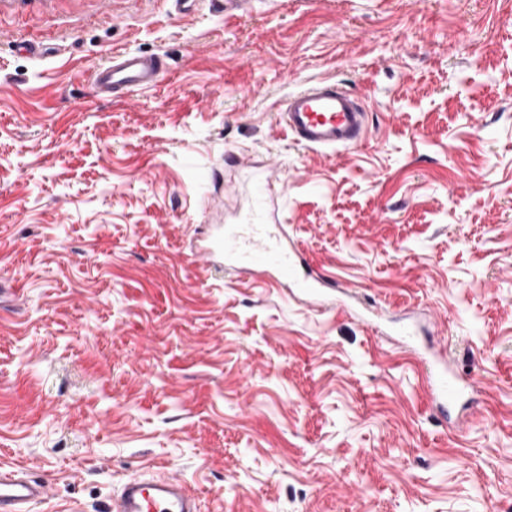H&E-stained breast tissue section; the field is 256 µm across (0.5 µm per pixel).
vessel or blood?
I'll return each mask as SVG.
<instances>
[{
  "instance_id": "vessel-or-blood-1",
  "label": "vessel or blood",
  "mask_w": 512,
  "mask_h": 512,
  "mask_svg": "<svg viewBox=\"0 0 512 512\" xmlns=\"http://www.w3.org/2000/svg\"><path fill=\"white\" fill-rule=\"evenodd\" d=\"M164 73L165 65L157 56L119 51L94 70L92 84L97 93L118 100L130 91L156 87ZM279 117L288 135L318 152L357 146L368 130L366 104L340 84L323 79L289 92L281 102ZM267 217V206H260L246 223L218 241L225 267L257 278L272 275L278 287L296 292L315 305H325V294L336 287V280L305 273L301 251L273 240L267 231ZM416 358L428 374L435 409L447 414L449 407L472 389V379L451 368L446 351H420ZM47 494L43 480L0 469V512H32ZM108 512H198V507L178 477L133 476L113 497Z\"/></svg>"
}]
</instances>
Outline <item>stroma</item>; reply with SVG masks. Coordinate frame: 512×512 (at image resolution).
<instances>
[{
	"instance_id": "1",
	"label": "stroma",
	"mask_w": 512,
	"mask_h": 512,
	"mask_svg": "<svg viewBox=\"0 0 512 512\" xmlns=\"http://www.w3.org/2000/svg\"><path fill=\"white\" fill-rule=\"evenodd\" d=\"M157 87L100 97L113 52ZM327 79L355 148L277 122ZM278 223L346 308L202 254L270 166ZM410 325L479 385L437 415ZM0 468L34 512L177 475L201 512L512 507V0H0ZM164 73L165 65L157 56L119 51L94 70L92 84L97 93L119 100L130 91L156 87ZM368 112L366 104L350 90L317 79L289 92L278 114L288 135L322 152L357 146L368 131ZM48 494L47 484L16 471L0 469V511L31 512Z\"/></svg>"
}]
</instances>
